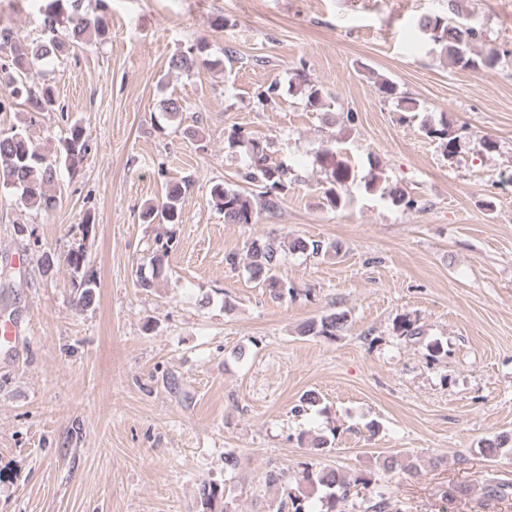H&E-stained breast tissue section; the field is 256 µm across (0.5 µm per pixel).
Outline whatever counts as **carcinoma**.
<instances>
[{
	"instance_id": "obj_1",
	"label": "carcinoma",
	"mask_w": 512,
	"mask_h": 512,
	"mask_svg": "<svg viewBox=\"0 0 512 512\" xmlns=\"http://www.w3.org/2000/svg\"><path fill=\"white\" fill-rule=\"evenodd\" d=\"M46 33L38 43H12L9 30H0V39L10 44L11 59L0 63V80L5 83L7 92L0 94V112H7L16 105L24 104L32 112H54L57 100L51 86L38 85L35 75L41 67L66 57L73 49L92 40H99L107 33V19L103 13L90 15L75 8L68 12L63 7V0H51L45 8L44 19ZM418 28L448 61L462 69L493 68L499 61L495 50L484 54L473 51L474 44L481 39V32L467 23L456 21L450 17L423 16L418 21ZM207 64L203 58V46L198 43L187 50L171 57L169 69L190 71L198 64ZM301 91L306 103L311 107L322 104L323 93L320 88L299 77ZM379 96L384 101H397L405 111L418 110L417 103L400 96L397 84L391 79L381 76L376 80ZM422 131L426 137L439 143L448 157L456 154L458 136L456 132L443 123L437 128L423 124ZM88 149L85 132L78 123L69 126L68 135L60 142L58 149L52 154H44L33 148L26 131L19 128L0 129V188L9 190L16 201L29 209H49L55 201L51 187L58 182L61 168L73 169L82 161ZM256 159L254 167L247 172L248 183L259 188V191L246 192L215 183L210 188V197L216 209L224 215L226 224H252L260 210L271 211L277 207V192L285 188L288 181L287 171L279 166H271L260 145H253ZM317 161L328 168V183L325 191L327 202L336 207L341 204L344 195L350 188V171L348 165L334 159L332 152L326 150L317 155ZM181 187H168L165 200L159 205L150 204L146 207L143 218L149 222L158 221L164 224H178L181 221ZM333 245L322 240L296 238L288 244L274 239L257 238L247 248V271L251 279L269 288L274 298L283 300L293 295V287L278 277L283 261V254L299 251L311 255L327 253ZM168 249L155 254L151 261V274L139 272L138 286L143 289L152 288L159 278ZM64 262L72 274L81 277L79 287L81 293L76 299V306L87 307L95 300L93 279L82 276L85 257L82 251H71ZM347 316L343 312H333L318 319H312L302 327V335L334 339L346 327ZM394 328L401 336L415 338L419 330L410 316L402 314L395 319ZM512 445V433L503 432L485 442V451L496 457L509 452ZM382 468L387 472L397 469L409 475L419 472L415 460L388 455L382 459ZM302 483L307 491L300 494L288 493V512H313L310 499L318 496V501L325 507V512H343L339 509L349 496L351 488L359 483L366 484L363 477L350 478L342 472L320 467L306 462L301 471ZM224 500L226 508L216 510L219 500ZM201 512H231L227 505L232 503L230 494L220 489L213 482H205L199 490Z\"/></svg>"
}]
</instances>
